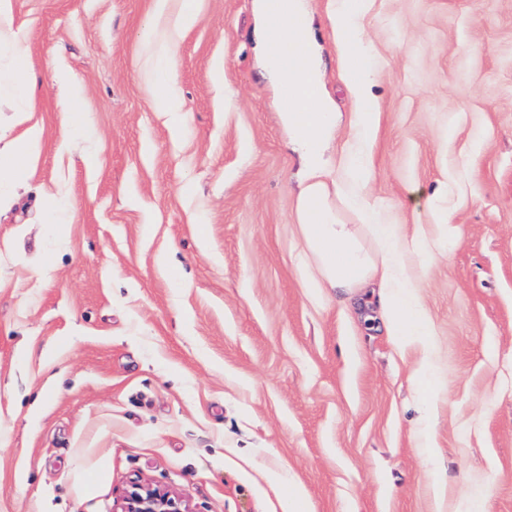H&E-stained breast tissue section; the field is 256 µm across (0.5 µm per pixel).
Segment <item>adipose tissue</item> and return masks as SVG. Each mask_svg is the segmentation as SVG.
Returning <instances> with one entry per match:
<instances>
[{"label":"adipose tissue","instance_id":"1","mask_svg":"<svg viewBox=\"0 0 512 512\" xmlns=\"http://www.w3.org/2000/svg\"><path fill=\"white\" fill-rule=\"evenodd\" d=\"M255 6L261 20L265 63L279 82L275 105L306 159L308 175L299 197L300 231L309 252L308 266L313 270L311 285L346 295L349 311L360 318L370 305H378L387 334L400 345L419 350V378L422 387H429L432 354L425 339L430 325L417 301V282L402 262L396 225L382 223L376 207L363 193L369 174L364 159L378 124L370 95L375 78L362 60L365 0H339L334 17L349 60L348 88L360 110L348 147L349 177L333 184L323 180L322 171L336 116L329 112L324 99L316 52L304 19V0H288L275 20L270 17L269 0H256ZM173 66L171 42H154L153 106L168 116L172 131L177 133L182 127L184 104L171 83ZM344 208L359 212L362 224L345 223L340 216ZM366 231L380 245L379 255L363 247L361 236Z\"/></svg>","mask_w":512,"mask_h":512}]
</instances>
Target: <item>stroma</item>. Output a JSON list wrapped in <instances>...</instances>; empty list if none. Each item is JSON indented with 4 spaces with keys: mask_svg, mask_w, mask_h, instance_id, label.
I'll use <instances>...</instances> for the list:
<instances>
[{
    "mask_svg": "<svg viewBox=\"0 0 512 512\" xmlns=\"http://www.w3.org/2000/svg\"><path fill=\"white\" fill-rule=\"evenodd\" d=\"M334 2L306 0L329 182L359 110ZM369 4L366 191L432 322L427 402L416 350L299 275L303 162L254 0H202L176 38L177 135L152 0H13L33 94L0 88V156L35 124L41 146L0 189V512H114L134 480L190 512H512V0ZM75 94L93 136L62 125ZM153 33H146V40L153 45V62L151 80L156 93L153 99L155 111L163 112L169 117L172 132L178 134L182 127L184 104L183 100L171 83V72L174 66L172 40L153 41Z\"/></svg>",
    "mask_w": 512,
    "mask_h": 512,
    "instance_id": "35a3bbf8",
    "label": "stroma"
}]
</instances>
